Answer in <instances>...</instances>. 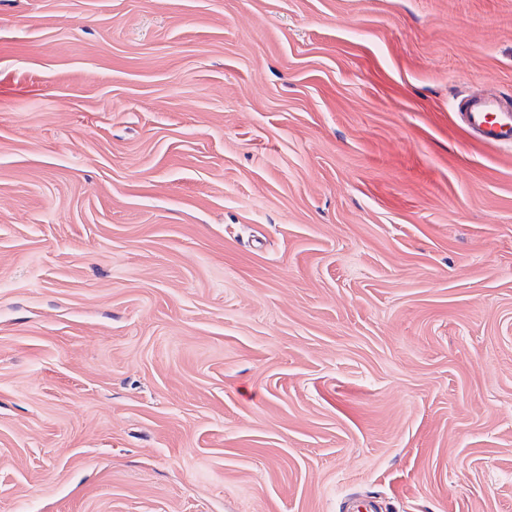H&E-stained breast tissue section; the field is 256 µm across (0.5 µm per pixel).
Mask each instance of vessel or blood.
Segmentation results:
<instances>
[{"instance_id":"1","label":"vessel or blood","mask_w":512,"mask_h":512,"mask_svg":"<svg viewBox=\"0 0 512 512\" xmlns=\"http://www.w3.org/2000/svg\"><path fill=\"white\" fill-rule=\"evenodd\" d=\"M460 126L484 145L512 144V110L501 111L495 99L473 97L458 115Z\"/></svg>"}]
</instances>
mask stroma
<instances>
[{
	"instance_id": "stroma-1",
	"label": "stroma",
	"mask_w": 512,
	"mask_h": 512,
	"mask_svg": "<svg viewBox=\"0 0 512 512\" xmlns=\"http://www.w3.org/2000/svg\"><path fill=\"white\" fill-rule=\"evenodd\" d=\"M512 0H0V512H512ZM460 126L484 145L512 144V110L503 112L494 98L473 97L464 112H457Z\"/></svg>"
}]
</instances>
